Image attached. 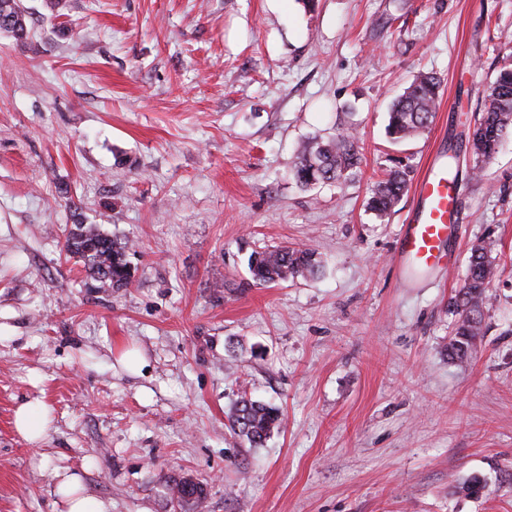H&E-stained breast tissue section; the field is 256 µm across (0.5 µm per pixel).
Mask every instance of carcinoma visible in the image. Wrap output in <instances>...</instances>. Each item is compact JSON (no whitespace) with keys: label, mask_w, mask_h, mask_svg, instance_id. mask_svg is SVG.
Returning a JSON list of instances; mask_svg holds the SVG:
<instances>
[{"label":"carcinoma","mask_w":512,"mask_h":512,"mask_svg":"<svg viewBox=\"0 0 512 512\" xmlns=\"http://www.w3.org/2000/svg\"><path fill=\"white\" fill-rule=\"evenodd\" d=\"M15 40L29 38L27 15L21 0H0V28ZM440 80L432 73L417 75L403 94L391 104L388 112L387 133L396 140L415 137L423 131L434 116L440 98ZM512 135V66L501 68L490 86L488 105L477 119L470 133L474 169L480 171L489 162L507 135ZM360 157L352 136L341 132L326 141L307 142L297 156L293 176L306 188L319 184L346 180L357 175ZM406 189L404 173L390 172L374 183L370 207L386 215L397 205ZM63 249L66 255L83 265L87 275L101 288H126L133 281L129 266V244L97 230L74 217L72 229L66 233ZM249 267L255 280L276 284L298 277H314L320 271L315 251L304 246L279 245L254 252ZM500 264L492 256L489 244L474 247L469 257L463 287L451 298V313L455 316L448 337V356L462 361L468 357L471 346L481 335L484 309L491 295L489 286L498 276ZM282 423L279 410L269 404L242 398L232 416L231 430L251 446H260ZM204 486L193 484L190 492H178L176 501L183 512H194L206 501Z\"/></svg>","instance_id":"cac0c4a2"}]
</instances>
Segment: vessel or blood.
<instances>
[{
	"label": "vessel or blood",
	"mask_w": 512,
	"mask_h": 512,
	"mask_svg": "<svg viewBox=\"0 0 512 512\" xmlns=\"http://www.w3.org/2000/svg\"><path fill=\"white\" fill-rule=\"evenodd\" d=\"M418 205L399 232L402 268L428 271L446 258L445 244L459 223L460 189L448 177V159L433 156L415 187Z\"/></svg>",
	"instance_id": "obj_1"
}]
</instances>
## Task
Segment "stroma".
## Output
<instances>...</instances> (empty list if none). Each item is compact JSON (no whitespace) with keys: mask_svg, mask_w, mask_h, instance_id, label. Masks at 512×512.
<instances>
[{"mask_svg":"<svg viewBox=\"0 0 512 512\" xmlns=\"http://www.w3.org/2000/svg\"><path fill=\"white\" fill-rule=\"evenodd\" d=\"M0 34V512H62L79 474L111 512H512V136L473 175L468 129L512 63V0H21ZM432 123L386 134L418 71ZM351 131L358 176L307 190L300 145ZM463 161L449 267L403 275L397 239L430 154ZM408 188L387 216L374 181ZM131 242L129 287H96L62 249L74 218ZM493 244L469 358L448 303ZM304 244L317 276L256 283L254 250ZM279 407L254 448L241 397ZM51 407L42 444L13 427ZM482 494L468 495L472 477ZM21 0H0V32L1 27L9 26L7 33L16 41L24 42L29 38L27 15L21 6ZM406 189L404 173L391 171L386 177L374 183L371 189L370 207L379 215H386L397 205ZM52 411L40 400L21 403L14 413L16 433L28 444L39 445L52 425Z\"/></svg>","mask_w":512,"mask_h":512,"instance_id":"1","label":"stroma"}]
</instances>
